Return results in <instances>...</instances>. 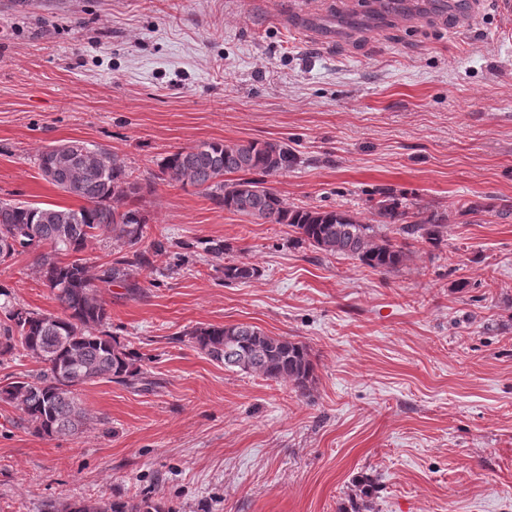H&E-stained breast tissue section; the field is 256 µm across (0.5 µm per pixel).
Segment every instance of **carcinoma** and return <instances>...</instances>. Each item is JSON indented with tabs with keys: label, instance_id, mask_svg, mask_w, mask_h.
<instances>
[{
	"label": "carcinoma",
	"instance_id": "obj_1",
	"mask_svg": "<svg viewBox=\"0 0 512 512\" xmlns=\"http://www.w3.org/2000/svg\"><path fill=\"white\" fill-rule=\"evenodd\" d=\"M293 160L288 147L276 142H203L166 156L158 179L189 185L214 204L263 224H286L293 228L297 244L355 259L378 272L397 270L413 242L434 248L442 244L445 215L413 210L391 189L382 190L372 204L374 223L362 224L342 210L288 206L264 181L249 178L251 173L280 174ZM38 166L46 180L84 204L69 208L0 202V262L21 251H39V278L61 308L59 314L28 310L12 303L0 287V358L18 352L42 364L0 386V401L16 405L23 423L39 436H75L84 432L89 420L76 387L97 379L133 385L142 380L145 362L144 354L112 334L111 316L98 289L117 285L136 295L141 285L133 272L151 266L154 257L167 255L180 268L188 262V250L200 249L224 261L230 247L215 239H154L142 247L151 219L140 201L149 186L133 178L124 161L105 148L91 149L74 140L43 151ZM235 173L246 177L224 179ZM391 226L404 242L398 244L383 233ZM102 229L112 233L119 249L92 275L76 254ZM69 255L73 259L64 260ZM221 269L227 284L258 276L254 265L234 259L224 261ZM186 336L210 361L226 369L289 383L301 395L310 394L315 365L302 342L248 324L196 326ZM374 493L373 479L357 480L349 506L339 512H373ZM47 512L172 510L143 495L94 502L72 497L59 507L48 504Z\"/></svg>",
	"mask_w": 512,
	"mask_h": 512
}]
</instances>
